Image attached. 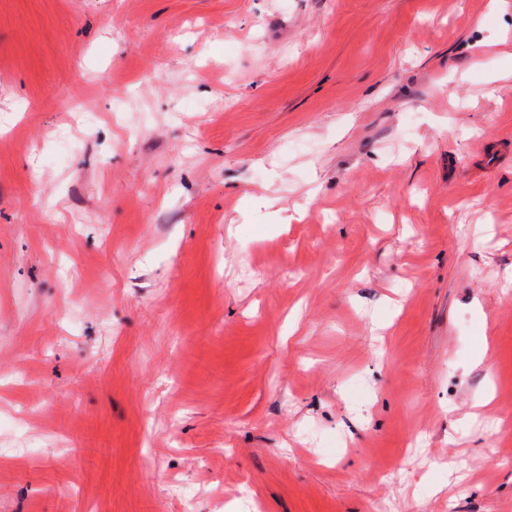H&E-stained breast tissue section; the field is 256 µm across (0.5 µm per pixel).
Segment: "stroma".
I'll list each match as a JSON object with an SVG mask.
<instances>
[{
	"label": "stroma",
	"mask_w": 512,
	"mask_h": 512,
	"mask_svg": "<svg viewBox=\"0 0 512 512\" xmlns=\"http://www.w3.org/2000/svg\"><path fill=\"white\" fill-rule=\"evenodd\" d=\"M510 403L512 0H0V512H512Z\"/></svg>",
	"instance_id": "35a3bbf8"
}]
</instances>
